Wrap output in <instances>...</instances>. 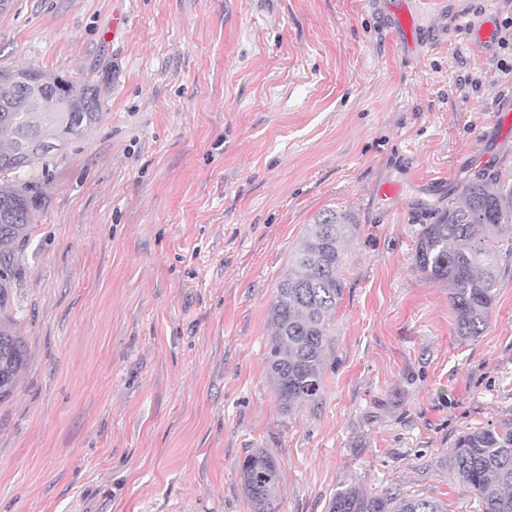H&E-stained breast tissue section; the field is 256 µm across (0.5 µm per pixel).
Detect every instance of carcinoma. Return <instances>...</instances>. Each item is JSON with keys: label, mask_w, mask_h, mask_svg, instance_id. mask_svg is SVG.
I'll return each mask as SVG.
<instances>
[{"label": "carcinoma", "mask_w": 512, "mask_h": 512, "mask_svg": "<svg viewBox=\"0 0 512 512\" xmlns=\"http://www.w3.org/2000/svg\"><path fill=\"white\" fill-rule=\"evenodd\" d=\"M30 68L0 69V402L12 398L28 365L18 321L8 313L18 255L34 221L38 182L21 180L55 149L100 119L96 94L85 84L42 71L38 104L17 79ZM354 217L343 210L319 214L295 251L269 308L272 337L265 357L269 377L285 408L316 400L322 389L329 317L343 293V243L354 237ZM512 238V185L472 181L448 209L422 227L413 267L428 282L448 288L455 331L477 340L489 325L495 299L500 242ZM457 481L480 496L482 512H512V423L457 436L451 448ZM280 463L257 449L240 467V483L252 512H271ZM329 512H446L427 498L369 497L349 485Z\"/></svg>", "instance_id": "1"}]
</instances>
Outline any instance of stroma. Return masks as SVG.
<instances>
[{"mask_svg":"<svg viewBox=\"0 0 512 512\" xmlns=\"http://www.w3.org/2000/svg\"><path fill=\"white\" fill-rule=\"evenodd\" d=\"M6 0L0 68L85 82L101 118L34 170L11 311L29 361L0 403V512H274L353 484L481 512L450 455L512 420V251L474 341L413 267L478 175L512 177V0ZM493 14L492 50L460 25ZM350 212L323 390L283 409L269 308L319 212ZM280 463L267 451L257 449L247 455L240 467V483L252 512H272L280 480Z\"/></svg>","mask_w":512,"mask_h":512,"instance_id":"stroma-1","label":"stroma"}]
</instances>
